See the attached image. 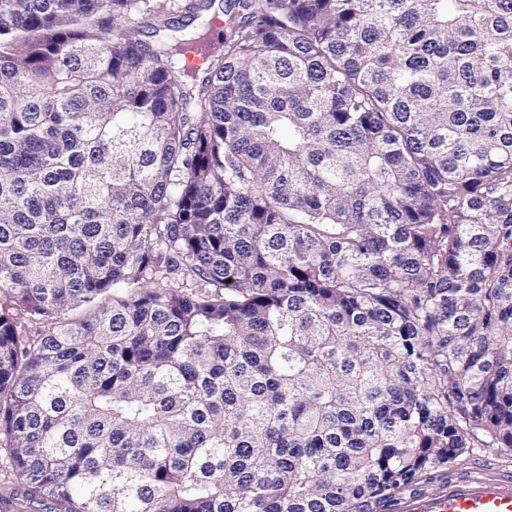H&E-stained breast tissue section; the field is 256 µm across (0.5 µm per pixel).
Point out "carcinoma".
Listing matches in <instances>:
<instances>
[{"label": "carcinoma", "mask_w": 512, "mask_h": 512, "mask_svg": "<svg viewBox=\"0 0 512 512\" xmlns=\"http://www.w3.org/2000/svg\"><path fill=\"white\" fill-rule=\"evenodd\" d=\"M199 8L0 0L25 498L371 512L512 450V0H234L218 46L141 39Z\"/></svg>", "instance_id": "obj_1"}]
</instances>
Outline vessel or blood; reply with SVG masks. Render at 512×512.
Wrapping results in <instances>:
<instances>
[{"mask_svg":"<svg viewBox=\"0 0 512 512\" xmlns=\"http://www.w3.org/2000/svg\"><path fill=\"white\" fill-rule=\"evenodd\" d=\"M406 512H512V480L473 477L449 483L447 493L405 503Z\"/></svg>","mask_w":512,"mask_h":512,"instance_id":"b4317fda","label":"vessel or blood"}]
</instances>
